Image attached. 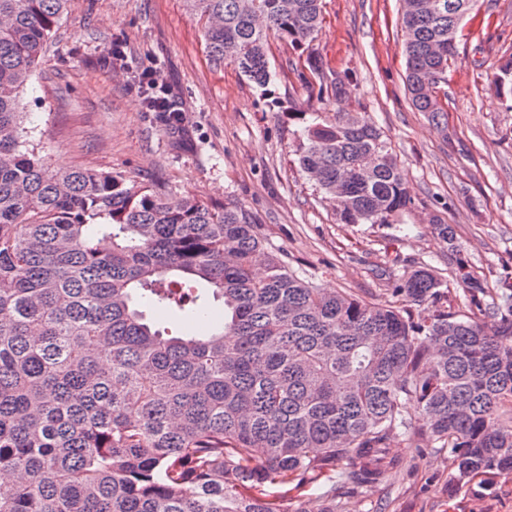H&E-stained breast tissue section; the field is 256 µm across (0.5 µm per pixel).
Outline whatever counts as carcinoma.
<instances>
[{
    "mask_svg": "<svg viewBox=\"0 0 512 512\" xmlns=\"http://www.w3.org/2000/svg\"><path fill=\"white\" fill-rule=\"evenodd\" d=\"M70 0H0V512H322L402 463L395 435L448 450L456 482L512 472V285L495 293L439 225L486 326L420 266L388 299L325 293L265 245L239 202H171L132 176L57 169L28 143L20 94ZM216 66L257 88L269 41L313 40L322 0H183ZM474 0H402L406 87L432 95ZM512 93V55L492 75ZM299 165L342 224H395L410 191L363 112H310ZM224 320L204 335L144 308Z\"/></svg>",
    "mask_w": 512,
    "mask_h": 512,
    "instance_id": "obj_1",
    "label": "carcinoma"
}]
</instances>
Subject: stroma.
<instances>
[{"label":"stroma","instance_id":"35a3bbf8","mask_svg":"<svg viewBox=\"0 0 512 512\" xmlns=\"http://www.w3.org/2000/svg\"><path fill=\"white\" fill-rule=\"evenodd\" d=\"M305 50L270 43L273 81L254 87L208 60L183 0H71L21 95L25 125L52 165L112 170L171 198H235L271 248L323 289L384 299L382 273L447 268L437 226L450 225L488 287L512 283V97L487 75L512 55V0H476L444 86L445 121L406 94L400 0H323ZM121 43L129 68L109 64ZM342 79L334 92L303 76L306 55ZM154 69L181 108L180 127L146 111L133 70ZM302 112H363L387 136L410 186L397 224H342L297 162ZM403 470L350 498V512H512V473L449 488L447 450L394 439Z\"/></svg>","mask_w":512,"mask_h":512}]
</instances>
